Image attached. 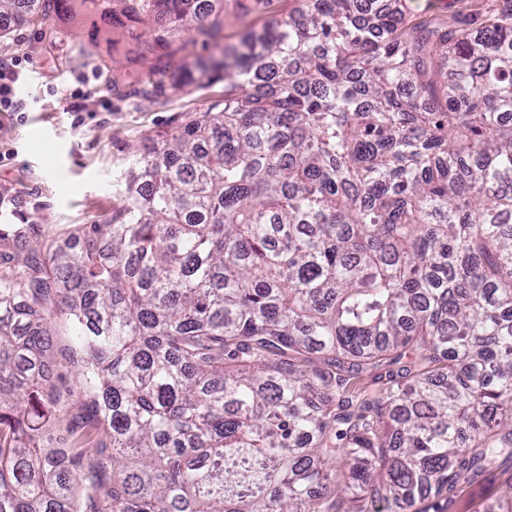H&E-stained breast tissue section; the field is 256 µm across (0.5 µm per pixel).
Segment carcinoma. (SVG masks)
Wrapping results in <instances>:
<instances>
[{"instance_id":"carcinoma-1","label":"carcinoma","mask_w":512,"mask_h":512,"mask_svg":"<svg viewBox=\"0 0 512 512\" xmlns=\"http://www.w3.org/2000/svg\"><path fill=\"white\" fill-rule=\"evenodd\" d=\"M66 7L0 0V41ZM359 9L226 49L214 0H131L208 51L140 96L224 92L103 224L32 242L0 191V512H427L512 460V12ZM410 24L458 22L477 27L484 17L487 0H405Z\"/></svg>"}]
</instances>
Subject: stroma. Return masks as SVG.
I'll list each match as a JSON object with an SVG mask.
<instances>
[{
  "label": "stroma",
  "instance_id": "1",
  "mask_svg": "<svg viewBox=\"0 0 512 512\" xmlns=\"http://www.w3.org/2000/svg\"><path fill=\"white\" fill-rule=\"evenodd\" d=\"M487 0H405L410 23L478 26ZM308 0H224V44L238 46L272 21L298 15ZM111 23L97 0H70L67 12L32 22L0 41V59L25 61L18 90L22 108L0 112V187L11 190L33 237L65 224L103 223L120 202L115 184L131 147L169 132L185 113L203 110L211 94L188 86L160 102L137 93L202 54L191 34L154 46L150 16L122 15ZM512 485V462L496 463L463 483L441 512H485Z\"/></svg>",
  "mask_w": 512,
  "mask_h": 512
}]
</instances>
